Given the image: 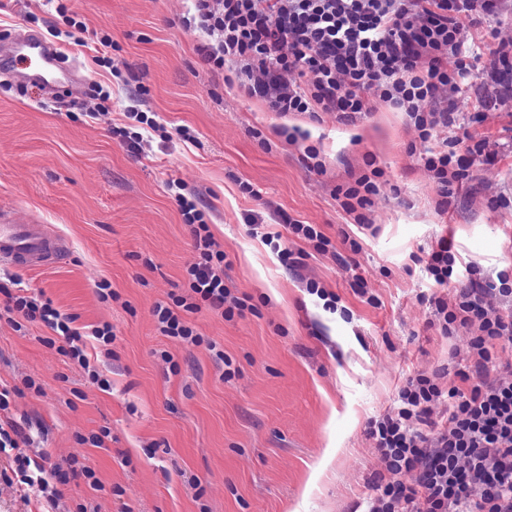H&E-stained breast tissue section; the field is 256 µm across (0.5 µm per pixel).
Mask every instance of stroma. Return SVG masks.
Segmentation results:
<instances>
[{"mask_svg": "<svg viewBox=\"0 0 512 512\" xmlns=\"http://www.w3.org/2000/svg\"><path fill=\"white\" fill-rule=\"evenodd\" d=\"M190 9L189 0H0V43L21 30L49 37L66 13L87 26L85 45H58L78 70L73 91L55 98L0 75V210L69 245L43 270L0 265V286L74 315L91 366L110 382L100 389L59 353L61 337L6 311L0 294V386L19 390L7 417L33 452L87 461L102 483L70 479L52 509L37 488L1 483L0 512H352L388 480L367 431L397 410L407 379L464 390L481 381L476 331L435 325V299L455 303L456 290L425 266L445 237L461 277L474 269L512 286V101L491 83L464 90L458 124L428 144L377 99L345 120L282 116L204 61L183 24ZM103 34L109 69L93 61ZM98 85L111 87L109 101ZM132 105L162 127L136 152L115 133ZM296 127L308 141H289ZM446 138L461 153L485 142L495 159L445 197L421 158ZM309 147L322 171L308 170ZM376 168L380 193L360 225L342 192ZM174 181L196 194L224 251V281L248 305L229 319L189 315L197 344L163 335L153 315L189 296L196 256ZM295 220L317 225L328 249L296 237ZM313 282L334 307L309 292ZM105 323L108 347L91 335ZM28 378L36 389L24 388ZM105 427L111 437L95 447L90 437Z\"/></svg>", "mask_w": 512, "mask_h": 512, "instance_id": "35a3bbf8", "label": "stroma"}]
</instances>
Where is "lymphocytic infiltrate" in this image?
<instances>
[{
	"label": "lymphocytic infiltrate",
	"mask_w": 512,
	"mask_h": 512,
	"mask_svg": "<svg viewBox=\"0 0 512 512\" xmlns=\"http://www.w3.org/2000/svg\"><path fill=\"white\" fill-rule=\"evenodd\" d=\"M186 23L202 40L201 50L215 68H228L248 95L265 101L270 111L335 112L348 117L369 111L377 98L406 112L421 141L454 121L463 89L489 80L512 92V40L489 46V69L475 67L477 44L471 29L499 11V0H191ZM297 81H288L290 73ZM484 146L468 155L445 148L428 149L426 170L440 189H448L471 167L490 161ZM185 224L191 229L198 257L186 276L194 301L180 298L157 305L154 315L163 333L187 342L197 336L186 319L200 307L224 312L245 310L224 282V252L214 241L192 193L175 192ZM480 279L461 289L460 301L448 307L437 301L441 330L459 323L477 328L472 341L477 366L487 369L490 340L512 341V315L486 303ZM17 311L41 320L65 340L60 353L97 371L71 329L69 317L51 303L8 294ZM448 399L444 425L416 429L426 421L430 405ZM397 415L371 422L369 435L389 480L366 502L365 512H512V368L485 379L470 391H441L429 377L410 378L401 392ZM29 437L14 421L0 420V452L13 451L15 473L0 471V481L16 476L38 487L57 503L59 491L48 475L68 471L99 488L95 470L78 459L52 463L43 454L30 455ZM414 474L404 484L402 474Z\"/></svg>",
	"instance_id": "1"
}]
</instances>
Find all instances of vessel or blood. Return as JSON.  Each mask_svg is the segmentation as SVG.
I'll return each instance as SVG.
<instances>
[{
	"instance_id": "vessel-or-blood-1",
	"label": "vessel or blood",
	"mask_w": 512,
	"mask_h": 512,
	"mask_svg": "<svg viewBox=\"0 0 512 512\" xmlns=\"http://www.w3.org/2000/svg\"><path fill=\"white\" fill-rule=\"evenodd\" d=\"M17 60L28 68L29 84L58 94L74 86V70L62 66L56 46L42 36L19 34L11 43ZM68 250L63 238L51 233L43 224H22L0 213V263L31 269L60 262Z\"/></svg>"
}]
</instances>
